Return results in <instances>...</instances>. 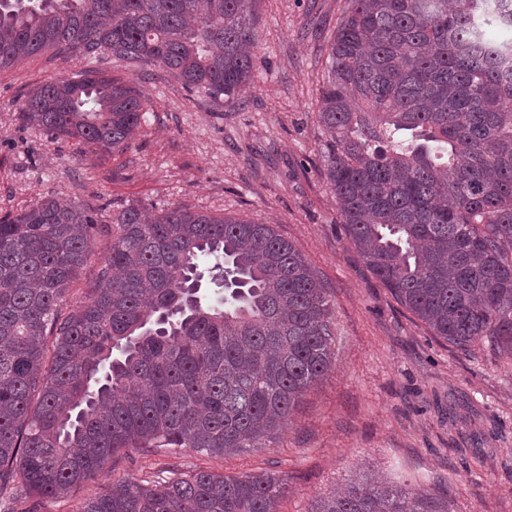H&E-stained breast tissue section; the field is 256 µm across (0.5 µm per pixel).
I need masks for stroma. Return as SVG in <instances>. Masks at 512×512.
Wrapping results in <instances>:
<instances>
[{
	"instance_id": "35a3bbf8",
	"label": "stroma",
	"mask_w": 512,
	"mask_h": 512,
	"mask_svg": "<svg viewBox=\"0 0 512 512\" xmlns=\"http://www.w3.org/2000/svg\"><path fill=\"white\" fill-rule=\"evenodd\" d=\"M347 0H258V64L242 101L216 105L155 68L108 59L102 69L153 103L132 147L90 159L72 141L24 127L26 92L79 70L43 53L0 74V214L54 195L103 205L93 254L61 307L85 298L112 245V211L173 205L271 224L332 296L336 362L262 448L210 456L188 448L116 453L107 469L58 498L22 485L12 512H79L116 481L204 470L272 472L280 512H312L345 484L375 477L423 494L430 512H512V364L478 344L462 352L399 305L352 245L327 180L319 122L322 71Z\"/></svg>"
}]
</instances>
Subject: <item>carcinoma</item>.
Masks as SVG:
<instances>
[{"label":"carcinoma","mask_w":512,"mask_h":512,"mask_svg":"<svg viewBox=\"0 0 512 512\" xmlns=\"http://www.w3.org/2000/svg\"><path fill=\"white\" fill-rule=\"evenodd\" d=\"M256 0H0V72L45 51L85 67L19 104L86 157L129 149L152 102L97 64L155 67L214 103L256 66ZM319 122L346 232L433 336L512 361V0H347ZM100 208L44 196L0 217V493L42 499L122 448H260L334 365L331 300L271 224L183 206L112 214L88 300L59 310ZM283 479L200 471L115 483L80 512H279ZM315 512H430L352 482Z\"/></svg>","instance_id":"obj_1"}]
</instances>
